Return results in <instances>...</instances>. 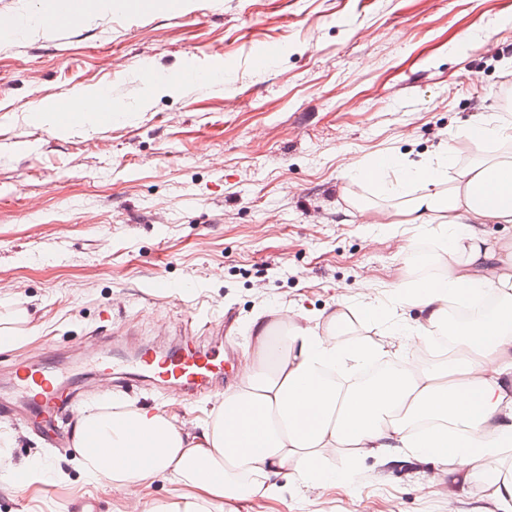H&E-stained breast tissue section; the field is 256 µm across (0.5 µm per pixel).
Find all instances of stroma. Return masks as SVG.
Listing matches in <instances>:
<instances>
[{"mask_svg":"<svg viewBox=\"0 0 512 512\" xmlns=\"http://www.w3.org/2000/svg\"><path fill=\"white\" fill-rule=\"evenodd\" d=\"M94 0L66 33L42 23L0 33V393L25 353L54 350L55 366L92 380L97 365L77 345L94 332L123 337L102 357L121 361L175 325L185 306L232 313L240 355L255 347L251 322L285 307L315 315L345 303L339 342H377L358 313L364 280L378 298L413 277L403 239L438 254L437 225L378 228L367 209L390 206L349 176L387 150L417 163L453 147L457 164L507 158L503 142L474 125L512 113V0H173L169 8H123ZM149 63L174 76L147 90ZM195 65H219L223 91L188 83ZM104 92L133 120L103 112L85 123L73 101ZM59 129L33 123L35 104ZM0 419V469L48 462L46 483L0 481V512H70L79 496L98 512H157L183 487L155 476L137 501L90 484L74 458L73 432ZM223 391L169 408L160 394L129 384L116 402L191 421L192 437L216 413ZM455 461L381 449L351 485L301 483L293 468L274 481L280 495L254 512H501L477 481L451 477ZM440 482L428 488L426 474Z\"/></svg>","mask_w":512,"mask_h":512,"instance_id":"stroma-1","label":"stroma"}]
</instances>
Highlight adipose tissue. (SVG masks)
I'll use <instances>...</instances> for the list:
<instances>
[{
	"label": "adipose tissue",
	"mask_w": 512,
	"mask_h": 512,
	"mask_svg": "<svg viewBox=\"0 0 512 512\" xmlns=\"http://www.w3.org/2000/svg\"><path fill=\"white\" fill-rule=\"evenodd\" d=\"M354 177L386 197L409 196L408 223L444 225L439 262L430 281H398L381 314L375 347L338 343L348 313L336 307L309 317L289 316L286 336L269 339L254 321L259 358L224 391L221 413L189 442L181 423L159 413L114 405L89 408L85 422L112 420L107 456L88 450L76 435L74 451L87 482L121 488L162 474L191 494L161 512H239L278 492L272 477L293 466L307 482L321 476L323 449L346 448L340 476L352 481L359 459L377 448H404L428 457L454 449L467 476L478 477L512 512V474L484 468L496 449L512 446V245L486 237L487 224H512V160L482 159L456 166L451 151L412 165L386 151ZM499 297L492 317L459 332L452 367L388 371L371 382L353 377L367 359L408 346H424L448 321L452 301ZM417 309L420 320L402 314ZM149 462H130L137 452Z\"/></svg>",
	"instance_id": "adipose-tissue-1"
}]
</instances>
